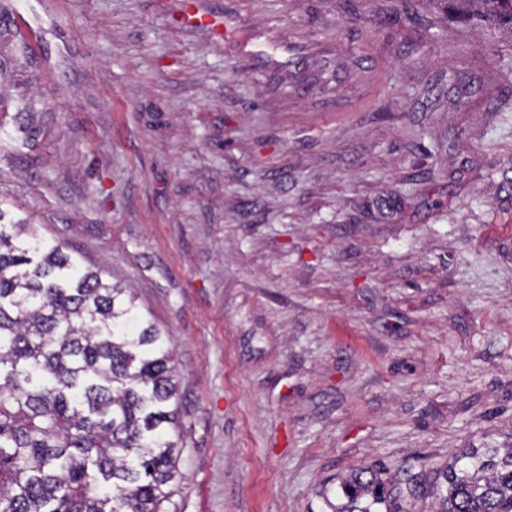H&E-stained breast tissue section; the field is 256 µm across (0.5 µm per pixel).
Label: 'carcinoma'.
Instances as JSON below:
<instances>
[{
  "mask_svg": "<svg viewBox=\"0 0 512 512\" xmlns=\"http://www.w3.org/2000/svg\"><path fill=\"white\" fill-rule=\"evenodd\" d=\"M512 27V0H462ZM173 354L130 289L0 208V512H161L176 476ZM360 467L328 512H512V448L427 472Z\"/></svg>",
  "mask_w": 512,
  "mask_h": 512,
  "instance_id": "cac0c4a2",
  "label": "carcinoma"
}]
</instances>
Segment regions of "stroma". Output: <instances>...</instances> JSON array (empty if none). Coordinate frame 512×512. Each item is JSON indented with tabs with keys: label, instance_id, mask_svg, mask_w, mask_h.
I'll list each match as a JSON object with an SVG mask.
<instances>
[{
	"label": "stroma",
	"instance_id": "stroma-1",
	"mask_svg": "<svg viewBox=\"0 0 512 512\" xmlns=\"http://www.w3.org/2000/svg\"><path fill=\"white\" fill-rule=\"evenodd\" d=\"M202 2L0 0V203L173 349L163 512H323L350 469L512 446V36Z\"/></svg>",
	"mask_w": 512,
	"mask_h": 512
}]
</instances>
